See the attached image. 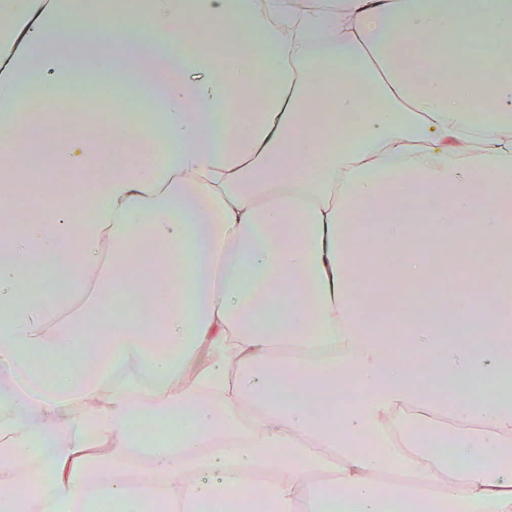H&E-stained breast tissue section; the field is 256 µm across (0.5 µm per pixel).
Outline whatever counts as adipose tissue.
<instances>
[{
  "label": "adipose tissue",
  "instance_id": "1",
  "mask_svg": "<svg viewBox=\"0 0 512 512\" xmlns=\"http://www.w3.org/2000/svg\"><path fill=\"white\" fill-rule=\"evenodd\" d=\"M78 9L103 26L50 30L32 0H0L19 46L0 113L24 111L30 85L52 97L78 47L164 108L147 133L113 122L105 147L93 126L45 124L50 164L14 190L105 172L75 197L92 221L0 225V512H224L259 475L276 512H308L320 487L344 492L342 512H419L415 484L443 508L512 512V347L448 329L512 331V270L485 272L512 253V0ZM34 257L67 287L28 296ZM420 370L481 395L449 406ZM149 419L166 436L135 449ZM422 420L447 426L451 452L427 449ZM370 431L384 458L354 449ZM139 455L152 482L129 476Z\"/></svg>",
  "mask_w": 512,
  "mask_h": 512
}]
</instances>
